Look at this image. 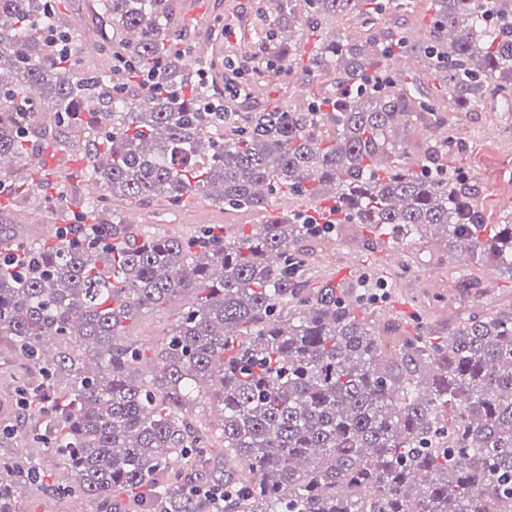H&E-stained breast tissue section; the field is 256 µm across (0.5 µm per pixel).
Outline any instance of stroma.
<instances>
[{
  "label": "stroma",
  "mask_w": 512,
  "mask_h": 512,
  "mask_svg": "<svg viewBox=\"0 0 512 512\" xmlns=\"http://www.w3.org/2000/svg\"><path fill=\"white\" fill-rule=\"evenodd\" d=\"M59 9L77 39L95 46L111 37L101 12L90 8L89 0H60ZM270 9V0H195L193 5L179 7L177 25L193 44L205 39L207 29H221V37L212 44L213 56L240 58L248 69L261 61V37ZM310 50V45L298 44L292 72L270 69L264 79L247 80L250 104L295 108L314 100L322 80L304 75L310 65ZM459 126L467 132L461 165L474 177L473 188L485 222L498 223L504 212H512V111L486 106L461 114ZM112 207L135 228L183 238L194 236L205 224L239 226L262 219L261 213L230 211L200 198L194 205L170 211L152 204L131 207L121 201L113 202ZM372 237L370 229L362 225H337L334 239L316 245L312 268L317 278L336 285L344 279L370 278L379 293L377 307L405 302L410 306L409 315L437 327L478 312L512 314V278L496 273L480 296L461 288L460 269L441 246V234L397 245H376ZM180 312V305L172 304L146 313L128 328L125 337L145 349H156Z\"/></svg>",
  "instance_id": "obj_1"
}]
</instances>
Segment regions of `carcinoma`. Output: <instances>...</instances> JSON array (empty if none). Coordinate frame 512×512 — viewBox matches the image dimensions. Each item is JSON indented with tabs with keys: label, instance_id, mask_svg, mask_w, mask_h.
Returning a JSON list of instances; mask_svg holds the SVG:
<instances>
[{
	"label": "carcinoma",
	"instance_id": "1",
	"mask_svg": "<svg viewBox=\"0 0 512 512\" xmlns=\"http://www.w3.org/2000/svg\"><path fill=\"white\" fill-rule=\"evenodd\" d=\"M173 2L100 0L118 51L104 42L106 63L85 70L57 0H0V183L17 186L14 202L68 208L74 186L23 161L83 138L70 178L113 199L265 211L288 194L300 209L180 239L143 236L87 197L95 237L11 241L23 263L0 268V343L39 379L13 384L31 425L0 462V512H27L26 489L89 498L96 512H512V314L422 322L391 354L374 285H316L310 272L312 243L336 229L312 219L331 201L339 223L391 243L443 231L465 288L486 266L512 276V218L482 223L448 167L464 151L460 113L512 104V0H428L421 44L379 25L404 0H272L271 68L293 67L290 38L308 16L358 25L363 40L319 41L327 105L245 114L187 72ZM55 36L71 41L66 61ZM399 40L418 71L391 66ZM420 134L412 158L405 144ZM176 300L183 312L152 356L120 341L143 310Z\"/></svg>",
	"mask_w": 512,
	"mask_h": 512
}]
</instances>
